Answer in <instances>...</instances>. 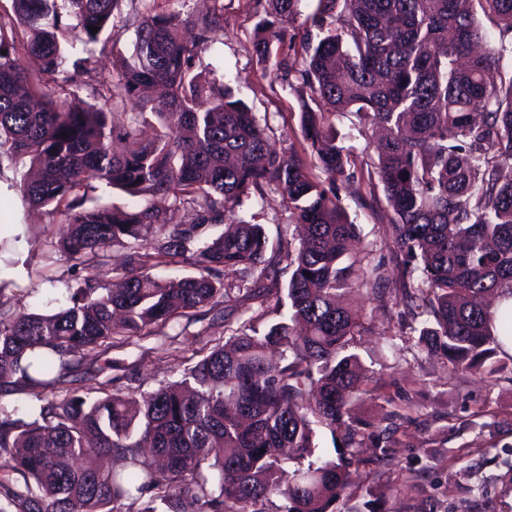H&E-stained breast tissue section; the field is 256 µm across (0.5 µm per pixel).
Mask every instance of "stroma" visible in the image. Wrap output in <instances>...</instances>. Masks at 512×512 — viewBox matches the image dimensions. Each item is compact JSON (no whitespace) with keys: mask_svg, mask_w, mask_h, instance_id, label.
I'll list each match as a JSON object with an SVG mask.
<instances>
[{"mask_svg":"<svg viewBox=\"0 0 512 512\" xmlns=\"http://www.w3.org/2000/svg\"><path fill=\"white\" fill-rule=\"evenodd\" d=\"M217 4L224 7V29L202 53V70L208 78L229 82L267 123L278 147L299 146L300 94L274 81L252 50L263 4L182 0L179 10L194 19ZM141 10L139 0H123L111 40L86 53L93 74L110 77L113 61L132 55ZM21 175L18 168L0 171V224L9 225L15 236L0 250V257L10 261L0 269V279L13 283L21 308L41 313L76 287L77 273L62 257L46 258L55 218L49 209L24 201ZM339 198L357 226L355 249L367 254L384 276L393 277L391 209L370 207L346 189ZM347 302L361 314L352 350L369 377L352 413L368 430L386 432L392 454L382 461L378 449L359 450L362 464L352 469L353 498L340 500L338 512H348L353 504L368 505L371 512H512V355L498 352L489 370L454 372L446 360L417 348L405 302L395 288L375 299L359 287ZM230 334L223 319L211 315L182 333L166 327L149 336L118 339L85 354L81 376L139 399L179 379L201 350Z\"/></svg>","mask_w":512,"mask_h":512,"instance_id":"stroma-1","label":"stroma"}]
</instances>
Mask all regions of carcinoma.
I'll return each instance as SVG.
<instances>
[{
  "label": "carcinoma",
  "instance_id": "1",
  "mask_svg": "<svg viewBox=\"0 0 512 512\" xmlns=\"http://www.w3.org/2000/svg\"><path fill=\"white\" fill-rule=\"evenodd\" d=\"M122 2L12 0L0 15V159L36 170L19 191L60 217L50 253L86 270L49 313L0 292V399L26 395L0 402V512H181L186 498L197 512H269L274 498L276 512H336L351 473L311 460L315 427L347 450L390 453L351 413L363 376L348 349L361 319L341 298L367 256L349 252L356 224L337 184L393 211L394 287L420 320L417 346L458 370L483 367L499 340L475 299L512 296V0H317V41L293 56L272 45L302 0H265L252 49L273 79L307 94L299 150L278 148L243 100L196 71L221 8L189 41L171 0H141L134 54L113 62L118 80L101 82L99 104H72L88 72L78 53L112 36ZM26 56L41 68L26 71ZM128 104L135 111H115ZM336 112L386 131L370 161L337 143ZM147 113L158 125L145 139ZM99 184L138 203L97 201ZM268 189L302 226L299 244H271L240 212ZM187 208L193 224L176 220ZM229 215L234 231L216 232ZM115 244L129 254L110 289L94 269ZM220 305L237 316L233 334L144 401L63 388L85 351ZM270 311L279 318L264 328ZM115 454L127 460L120 471Z\"/></svg>",
  "mask_w": 512,
  "mask_h": 512
}]
</instances>
